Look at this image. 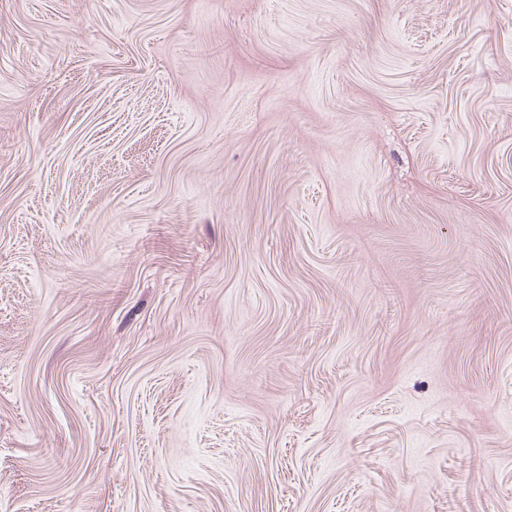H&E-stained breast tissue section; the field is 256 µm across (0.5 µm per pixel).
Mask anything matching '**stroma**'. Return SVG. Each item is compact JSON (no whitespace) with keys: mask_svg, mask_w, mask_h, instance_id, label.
<instances>
[{"mask_svg":"<svg viewBox=\"0 0 512 512\" xmlns=\"http://www.w3.org/2000/svg\"><path fill=\"white\" fill-rule=\"evenodd\" d=\"M0 512H512V0H0Z\"/></svg>","mask_w":512,"mask_h":512,"instance_id":"obj_1","label":"stroma"}]
</instances>
